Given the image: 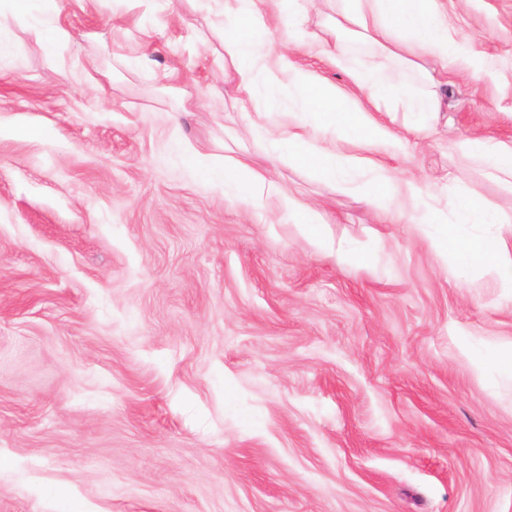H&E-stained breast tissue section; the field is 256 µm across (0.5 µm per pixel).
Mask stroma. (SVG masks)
Here are the masks:
<instances>
[{"label":"stroma","mask_w":512,"mask_h":512,"mask_svg":"<svg viewBox=\"0 0 512 512\" xmlns=\"http://www.w3.org/2000/svg\"><path fill=\"white\" fill-rule=\"evenodd\" d=\"M63 24L65 43L37 28ZM474 79L391 42L394 87L361 97L402 147L340 149L422 178L434 210L512 189L453 141H512V0H448ZM224 0H0V512H512V376L458 342H512V296L421 227L280 163L287 109L243 114ZM260 170L257 203L185 163ZM318 208L338 268L289 223ZM403 100L411 112L416 113L422 120L432 118L435 112H438V101L436 95L432 92L416 94L414 91H404Z\"/></svg>","instance_id":"stroma-1"}]
</instances>
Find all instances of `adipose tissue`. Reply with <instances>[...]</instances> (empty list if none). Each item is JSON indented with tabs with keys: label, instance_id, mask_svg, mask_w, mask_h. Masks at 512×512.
<instances>
[{
	"label": "adipose tissue",
	"instance_id": "ef3b65f1",
	"mask_svg": "<svg viewBox=\"0 0 512 512\" xmlns=\"http://www.w3.org/2000/svg\"><path fill=\"white\" fill-rule=\"evenodd\" d=\"M274 2L289 35L287 49L277 53L259 38L268 28L269 12L257 0H224V59L234 70L242 109H249L260 99L267 108H276L274 91L288 89V110L296 122L288 133L270 134L279 161L308 168L319 178L358 191L375 209L388 208L396 196H406L415 209L408 220L416 222L417 211L430 207L432 194L427 183L402 179L379 163L324 147L320 142L324 134L377 144L397 139L388 127L370 120L357 100L361 93L372 99L387 96L392 89L389 68L386 63L358 54L353 43L366 35L383 47L393 35L409 36L428 50L441 69L459 67L476 76L486 71L483 56L471 48L469 41L451 37L444 0H346L345 23L320 34L308 30L307 14L298 8L297 0ZM311 50L349 77L354 94L336 88L297 61V52ZM452 149L463 160L489 164L512 177V143L474 136L457 140ZM185 161L198 175L237 198L252 200L264 189L263 175L245 162L230 159L218 166L194 151L186 153ZM282 201L292 223L300 227L317 252L327 254L341 267L356 263L357 253L333 245L312 207L289 195ZM484 224H512V204L490 211L469 195H457L448 218L438 221L432 244L440 254L458 256L469 265L486 268L501 287L512 292V247L501 239L470 237L461 232L464 226Z\"/></svg>",
	"mask_w": 512,
	"mask_h": 512
}]
</instances>
